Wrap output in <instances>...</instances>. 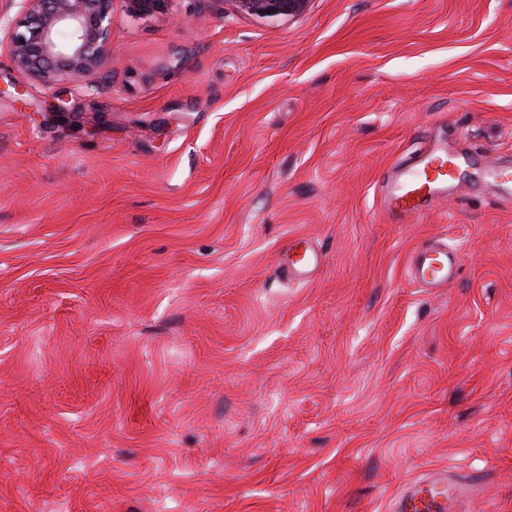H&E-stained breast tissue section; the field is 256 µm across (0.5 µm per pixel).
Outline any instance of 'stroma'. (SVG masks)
Wrapping results in <instances>:
<instances>
[{
    "label": "stroma",
    "instance_id": "obj_1",
    "mask_svg": "<svg viewBox=\"0 0 512 512\" xmlns=\"http://www.w3.org/2000/svg\"><path fill=\"white\" fill-rule=\"evenodd\" d=\"M171 11L115 0L64 120L0 50V512H391L445 468L512 512V0ZM439 142L459 183L397 223ZM130 12L141 18L167 15L174 0H123ZM234 9L267 22L292 21L310 7L312 0H229ZM270 10V14L266 11ZM460 167V159L448 153V147L431 145L422 149L394 190L388 192V211L407 222L423 218L448 193V184L458 180ZM301 242L295 244L296 259L288 266V275L307 279L323 263V255L309 247H301ZM409 263L413 281L422 288H445L459 272L457 254L445 242L424 244Z\"/></svg>",
    "mask_w": 512,
    "mask_h": 512
}]
</instances>
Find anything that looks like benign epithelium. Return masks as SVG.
I'll return each mask as SVG.
<instances>
[{
  "instance_id": "obj_1",
  "label": "benign epithelium",
  "mask_w": 512,
  "mask_h": 512,
  "mask_svg": "<svg viewBox=\"0 0 512 512\" xmlns=\"http://www.w3.org/2000/svg\"><path fill=\"white\" fill-rule=\"evenodd\" d=\"M0 47L16 70L49 88L94 76L112 59L114 0H4ZM141 18L169 13L174 0H124ZM239 13L267 22L292 21L312 0H228ZM14 15H9L11 9Z\"/></svg>"
}]
</instances>
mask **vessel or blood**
Here are the masks:
<instances>
[{"label":"vessel or blood","instance_id":"obj_1","mask_svg":"<svg viewBox=\"0 0 512 512\" xmlns=\"http://www.w3.org/2000/svg\"><path fill=\"white\" fill-rule=\"evenodd\" d=\"M461 161L447 147L431 145L415 156L394 190L388 192V211L404 221L421 219L433 204L448 192L450 183L460 174ZM296 258L289 267L291 276L305 279L323 263L319 251L296 247ZM413 281L424 288H444L457 278L459 268L455 251L447 243H427L410 258ZM464 487L455 473L437 470L422 480L404 487L393 504L394 512H457Z\"/></svg>","mask_w":512,"mask_h":512}]
</instances>
